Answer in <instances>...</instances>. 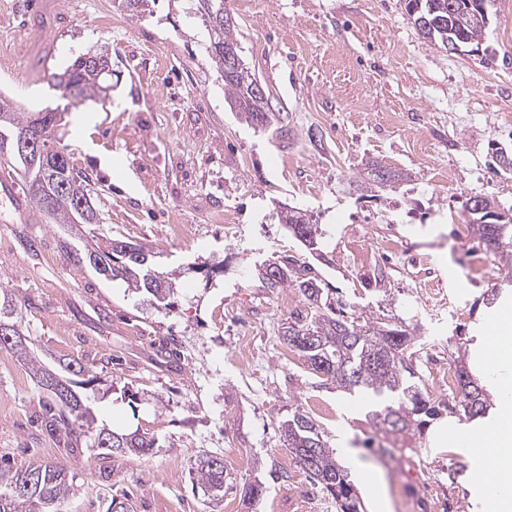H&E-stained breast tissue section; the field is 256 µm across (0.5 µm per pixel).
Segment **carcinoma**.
<instances>
[{
  "label": "carcinoma",
  "mask_w": 512,
  "mask_h": 512,
  "mask_svg": "<svg viewBox=\"0 0 512 512\" xmlns=\"http://www.w3.org/2000/svg\"><path fill=\"white\" fill-rule=\"evenodd\" d=\"M208 32L206 50L224 80V90L234 105H246L247 121L264 126L269 122L271 96L256 95V74L241 64L229 68L224 48L240 53L234 22L224 20V0H197ZM477 0H405V10L416 29L441 47L448 40L467 41L480 46L485 28L470 21ZM105 63L100 57L80 56L67 70L54 76L56 87L66 97L85 99L102 90L100 78ZM54 120L39 113L18 111L14 103L0 98V156L18 165L30 198L38 209L57 224H98L100 218L91 203L87 178L74 171L69 156L53 143ZM35 130L45 152V162L21 155L14 147L17 135ZM368 186L385 187L402 180L404 174L378 161L367 167ZM482 213L468 216L471 232L493 260L512 273V215L496 210L493 201L480 198ZM300 222V241L309 251L318 250L322 230L299 211L288 212ZM73 262L89 267L98 275L122 280L128 287L151 297L156 308L168 309L172 283L149 263V251L120 239L99 235L82 248L73 249ZM270 264L258 266V278L271 291L291 288L302 297V305L290 313L282 327V339L302 356L310 370L327 385L354 393H367L377 398V409L371 411L374 427L399 435L421 428L445 414L462 422L486 418L493 399L486 385L469 369L465 343L456 347L455 365L458 390L450 401L430 396L417 369L415 355L422 342L421 328L402 321L374 318L361 308L345 310V304L333 298V290L322 287L318 269L293 255L279 256ZM0 322L19 330L22 311L8 296V287L0 283ZM13 351L29 368L46 393L44 415L51 432H62L70 447L81 443L84 433L96 431L91 447L114 456H143L159 447L158 440L137 430L124 433L104 426L95 427L93 408L86 404L77 388H91L94 378L89 369L72 361L60 365L61 371L84 376L49 382L48 369L27 351L26 339L6 344L0 349ZM289 452L309 478L324 490L336 504L337 512H365L362 497L340 464L337 449L330 447L327 434L317 420L300 411L280 424ZM194 475L209 494L224 493V461L216 456L197 460ZM70 485L64 470L32 462L26 467H0V512H54L53 507L69 495Z\"/></svg>",
  "instance_id": "cac0c4a2"
}]
</instances>
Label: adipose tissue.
<instances>
[{
  "mask_svg": "<svg viewBox=\"0 0 512 512\" xmlns=\"http://www.w3.org/2000/svg\"><path fill=\"white\" fill-rule=\"evenodd\" d=\"M494 328L493 344L484 360L501 395L498 420L480 434L456 428L450 438L472 448L483 459L487 512H512V318L500 317Z\"/></svg>",
  "mask_w": 512,
  "mask_h": 512,
  "instance_id": "ef3b65f1",
  "label": "adipose tissue"
}]
</instances>
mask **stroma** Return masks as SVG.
Wrapping results in <instances>:
<instances>
[{"label": "stroma", "mask_w": 512, "mask_h": 512, "mask_svg": "<svg viewBox=\"0 0 512 512\" xmlns=\"http://www.w3.org/2000/svg\"><path fill=\"white\" fill-rule=\"evenodd\" d=\"M224 5L245 64L271 93L263 128L231 107L196 0H151L141 13L119 0H0V95L23 112L59 109L56 140L101 217L92 234L145 246L175 284L171 309L155 308L125 282L78 269L72 249L83 241L69 226L40 213L25 224L0 204V280L22 306L32 355L53 370L63 360L89 367L99 421L160 442L139 457L66 448L44 426L45 395L27 365L0 349V466L63 468L72 492L62 512H106L124 495L133 512H336L283 442L280 424L300 408L327 432L366 512H485L482 460L438 438L458 419L406 434L380 462L375 399L321 384L283 342L300 299L264 288L255 266L282 254L310 260L281 222L296 208L323 230L319 271L339 299L423 328L428 392L459 341H470L482 374L491 323L512 300L486 304L504 272L494 264L474 280L458 236L470 197L512 210V169L493 159L512 153V0H495L472 55L423 38L403 0ZM85 54L109 56L105 94L63 97L51 74ZM85 114L92 123L78 126ZM371 160L410 178L367 191ZM355 236L402 246L361 266L349 253ZM171 336L184 357L159 352ZM228 448L243 461L227 467L223 496H208L193 464ZM453 462L463 467L454 481ZM257 479L267 492L245 509Z\"/></svg>", "instance_id": "obj_1"}]
</instances>
